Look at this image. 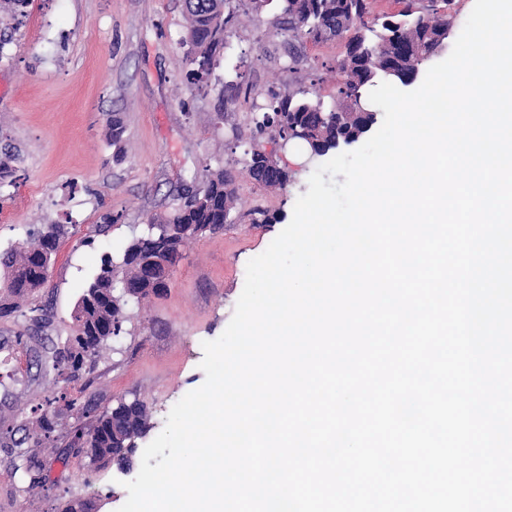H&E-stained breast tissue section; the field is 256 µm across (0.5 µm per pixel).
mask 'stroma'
<instances>
[{
	"instance_id": "35a3bbf8",
	"label": "stroma",
	"mask_w": 512,
	"mask_h": 512,
	"mask_svg": "<svg viewBox=\"0 0 512 512\" xmlns=\"http://www.w3.org/2000/svg\"><path fill=\"white\" fill-rule=\"evenodd\" d=\"M237 12L205 93L189 90L186 80L182 0H30L24 17L0 23V149L21 151L15 184L0 188V252L25 242L37 225L72 227L59 245L51 282L38 295L50 320L36 327L0 319V350L25 365L12 380L0 365L1 416L37 403L53 382L52 373L28 368L17 335L62 346L101 255L120 254L148 220L202 189L206 169L224 167L237 173L242 211L222 231L184 248L167 290L134 308L125 336L97 359L78 400L104 409L123 395L144 398L157 435L172 407L203 384V342L226 329L248 261L290 223L317 167L302 144L263 140L289 176L285 189L267 190L242 170L248 125L262 118L272 88L311 86L332 102L335 79L317 77L344 50L340 42L275 33L273 13L255 18L242 5ZM296 49L305 61L292 74ZM115 114L124 126L121 159L106 137ZM253 209L275 212L280 221L252 223ZM108 214L114 223H105ZM67 442L61 432L46 448V483L32 491L0 462V512H61L64 501L77 498L96 501L98 512H118L128 496L121 474L90 466Z\"/></svg>"
}]
</instances>
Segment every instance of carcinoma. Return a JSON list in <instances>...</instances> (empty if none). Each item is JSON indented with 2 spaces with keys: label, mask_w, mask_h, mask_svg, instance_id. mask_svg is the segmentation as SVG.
Here are the masks:
<instances>
[{
  "label": "carcinoma",
  "mask_w": 512,
  "mask_h": 512,
  "mask_svg": "<svg viewBox=\"0 0 512 512\" xmlns=\"http://www.w3.org/2000/svg\"><path fill=\"white\" fill-rule=\"evenodd\" d=\"M28 3L0 0V23L23 13ZM451 5L452 0H430L428 6L404 0L400 11L372 18L369 0H279L278 29L315 43L344 39L346 50L336 66L327 68L336 73L332 106H325L320 96L302 86L272 95L269 111L251 130L254 148L245 160L247 175L275 190L288 184V172L260 148L266 135L282 139L290 129L302 130L319 159L339 150L345 140L370 132L379 111H359L363 90L380 82L401 89L420 80L427 62L443 53L440 45L448 40ZM184 17L181 45L187 48L191 66L188 81L191 89L201 91L209 87L216 52L224 47L237 14L229 9V0H184ZM123 136L121 118L115 114L107 138L119 155L124 154ZM16 161L17 155L9 151L0 155V186L13 182ZM235 181L230 170L207 171L205 186L195 198L181 199L162 220H149L118 256L105 254L71 313L72 340L46 357L33 356L35 364L49 365L56 372L59 390L31 408L16 428L22 436L12 443L17 449L12 463L28 489L44 485L46 461L38 449L62 425L64 412L76 407L77 399L68 388L92 373L91 357L100 356L124 332V324L131 320L129 302L139 303L169 287L172 267L182 247L199 239L197 230L208 228L214 234L230 221L239 201ZM68 233L65 224H46L33 239L0 255V318L19 312L35 324L46 320L47 310L36 296L49 285L52 269L43 268L38 256L45 251L54 260L60 240ZM152 428L148 403L136 395L124 396L94 414L90 425L72 426L68 448L85 454L99 468L127 466Z\"/></svg>",
  "instance_id": "carcinoma-1"
}]
</instances>
